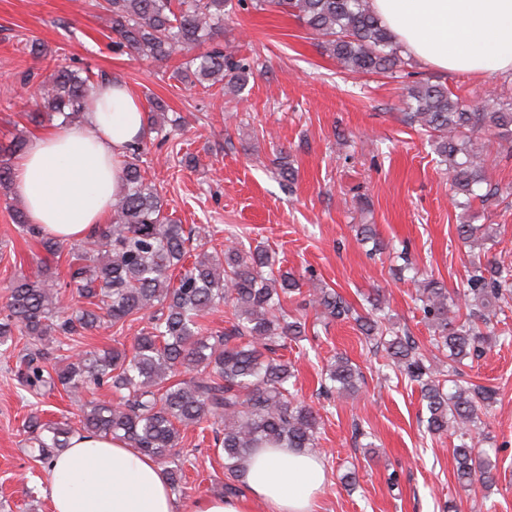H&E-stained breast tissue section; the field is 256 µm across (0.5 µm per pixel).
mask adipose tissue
Segmentation results:
<instances>
[{
  "label": "adipose tissue",
  "instance_id": "obj_1",
  "mask_svg": "<svg viewBox=\"0 0 512 512\" xmlns=\"http://www.w3.org/2000/svg\"><path fill=\"white\" fill-rule=\"evenodd\" d=\"M372 10L421 65L463 75L512 72V0H370ZM146 133L129 86L99 85L83 122L33 137L15 165L12 189L30 223L56 239L85 238L104 223L120 189V164ZM245 495L210 496L195 512H314L325 482L322 460L293 448H258L244 461ZM52 512H177L161 465L126 442L75 434L51 457Z\"/></svg>",
  "mask_w": 512,
  "mask_h": 512
}]
</instances>
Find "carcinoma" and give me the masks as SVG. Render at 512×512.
I'll return each instance as SVG.
<instances>
[{
    "label": "carcinoma",
    "instance_id": "obj_1",
    "mask_svg": "<svg viewBox=\"0 0 512 512\" xmlns=\"http://www.w3.org/2000/svg\"><path fill=\"white\" fill-rule=\"evenodd\" d=\"M227 2L103 0L101 8L113 45L155 61L193 51L177 77L237 91L247 82L251 63L215 42L224 29ZM238 2L295 17L349 73L402 80L405 119L428 136L458 206L469 210L476 201L485 206L497 196L496 188L481 191L488 183L482 140L496 138L512 154V97L495 95L470 107L440 82L417 77L413 60L369 0ZM105 78L87 66L55 64L34 89L30 121H81ZM27 147V137L20 134L0 148V195L11 192V159ZM145 150L142 141L128 149L109 223L94 228L70 265L65 287L81 306H62L45 260L7 286L0 346L13 342L17 333L26 337L18 358L21 386L34 394L61 388L76 399L103 388L111 391L114 399L84 405L81 430L124 440L166 464L169 485L177 492L183 489V471L171 458L181 429L189 426L212 427L224 469L236 480L243 478L242 462L255 448L314 450L318 414L290 390L294 367L281 354L307 336L304 317L284 307V301L302 294L303 281L276 266L275 257L259 246L232 242L220 254L194 251L191 235L165 215L162 199L142 174ZM11 219L22 232L39 238L47 256H58L61 243L29 223L24 208L11 209ZM457 232L469 247L457 288L448 290L408 262L403 266L413 272L414 302L432 332L430 343L449 360L444 374L432 371L413 336L395 326L378 298L370 299V311L362 314L335 289L322 286L312 288L300 305L326 318L351 319L366 341H383L391 368L419 386L428 431L440 435L451 430L456 436L459 484L469 488L479 481L488 490L495 484L493 465L476 459L473 440L482 418L491 414L496 392L473 383L459 365L491 346L496 318L512 303V266L474 253L497 236L494 225L459 224ZM220 304L228 309L227 327L212 331L202 320ZM139 314L147 317V325L131 344L117 339L109 349L85 350L65 364L49 359L48 342L54 337L74 341L106 321L121 329ZM357 376L356 366L338 356L326 369L322 391L351 394ZM25 428L32 434L30 452L43 463L68 447L77 433L67 422L45 423L35 414Z\"/></svg>",
    "mask_w": 512,
    "mask_h": 512
}]
</instances>
